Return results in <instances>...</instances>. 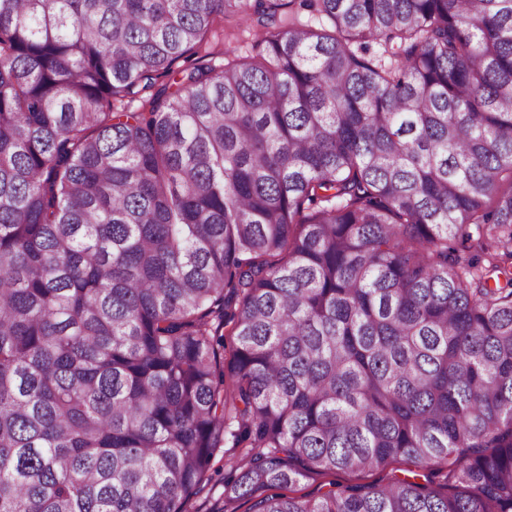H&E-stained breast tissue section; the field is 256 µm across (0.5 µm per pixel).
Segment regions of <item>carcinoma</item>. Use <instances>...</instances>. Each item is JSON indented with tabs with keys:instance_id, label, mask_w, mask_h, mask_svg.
I'll use <instances>...</instances> for the list:
<instances>
[{
	"instance_id": "1",
	"label": "carcinoma",
	"mask_w": 512,
	"mask_h": 512,
	"mask_svg": "<svg viewBox=\"0 0 512 512\" xmlns=\"http://www.w3.org/2000/svg\"><path fill=\"white\" fill-rule=\"evenodd\" d=\"M229 437L226 506L512 512V0H0V512H188ZM223 36L211 38L209 51L214 52L212 57L206 59L212 66L217 69L224 68V64L232 59L245 58L255 51L256 36L252 28L245 25H239L238 21L229 18L224 19ZM223 37V40H221ZM230 50L227 54L225 52ZM407 467L404 464H395L385 471L382 472H370V473H359V472H351V471H341L336 474V476H326V475H311L309 478L302 480L300 484L296 487V494L302 495L312 492H317L318 488H321L329 481L336 479V482H340L343 484H368L374 482L384 483L390 478L393 474L402 475V471L399 469H403ZM394 468V470H392Z\"/></svg>"
}]
</instances>
